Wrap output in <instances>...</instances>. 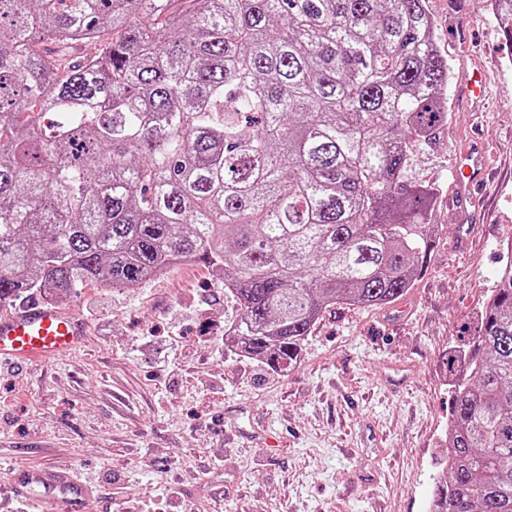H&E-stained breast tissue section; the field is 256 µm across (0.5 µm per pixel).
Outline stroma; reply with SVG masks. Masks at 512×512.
<instances>
[{
    "instance_id": "1",
    "label": "stroma",
    "mask_w": 512,
    "mask_h": 512,
    "mask_svg": "<svg viewBox=\"0 0 512 512\" xmlns=\"http://www.w3.org/2000/svg\"><path fill=\"white\" fill-rule=\"evenodd\" d=\"M449 61L448 127L419 149L415 174L440 184L428 268L380 308L340 305L281 371L216 353L236 308L203 264L137 288L87 285L63 309L88 325L81 354L0 375V489L22 466L73 467L82 512H425L445 449L452 385L443 366L476 326L512 237V41L488 0H427ZM482 73L486 98L464 92ZM491 170L477 189L451 177L473 138ZM185 359L169 370L170 337Z\"/></svg>"
}]
</instances>
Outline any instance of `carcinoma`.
Here are the masks:
<instances>
[{
	"instance_id": "carcinoma-1",
	"label": "carcinoma",
	"mask_w": 512,
	"mask_h": 512,
	"mask_svg": "<svg viewBox=\"0 0 512 512\" xmlns=\"http://www.w3.org/2000/svg\"><path fill=\"white\" fill-rule=\"evenodd\" d=\"M173 2L0 0V308L195 261L282 370L327 309L426 270L448 58L426 0ZM461 340L433 512H512V270Z\"/></svg>"
}]
</instances>
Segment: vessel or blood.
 Returning <instances> with one entry per match:
<instances>
[{
	"label": "vessel or blood",
	"mask_w": 512,
	"mask_h": 512,
	"mask_svg": "<svg viewBox=\"0 0 512 512\" xmlns=\"http://www.w3.org/2000/svg\"><path fill=\"white\" fill-rule=\"evenodd\" d=\"M487 168L486 147L477 141L459 154L453 176L469 189L484 180ZM87 335V325L76 315L52 304L31 301L15 313L0 317V363L63 362L82 348ZM14 489L28 501L62 498L75 504L88 492L73 469L56 466L19 470Z\"/></svg>",
	"instance_id": "obj_1"
}]
</instances>
